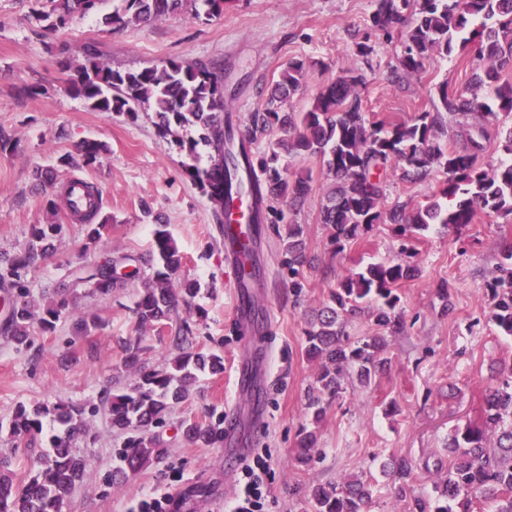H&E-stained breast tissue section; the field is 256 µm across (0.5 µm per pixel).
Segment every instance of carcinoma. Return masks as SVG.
Here are the masks:
<instances>
[{
    "mask_svg": "<svg viewBox=\"0 0 512 512\" xmlns=\"http://www.w3.org/2000/svg\"><path fill=\"white\" fill-rule=\"evenodd\" d=\"M50 9L38 19L55 29L73 19L98 10L101 0H46ZM122 8L101 17L102 26L114 29L132 22L159 19L188 7L196 17L210 21L224 15L228 0H121ZM371 25L384 36L400 29L402 55L391 72V82L402 83L420 73L433 55H448L457 48L475 46L474 64L463 95L444 82L437 86L438 102L408 122L378 120L366 111L362 90L367 76L356 67L339 71L302 111L285 112L283 103L301 86L303 63L290 60L282 69L266 100L265 108L251 113L256 131L278 129L288 140L269 144L258 156L233 150L235 132L224 122V60L169 59L139 69H119L102 59L98 47L84 48V62L61 61L67 72V92L95 111L135 116L149 107L154 125L162 136L175 137L176 145L192 160L199 144L210 149L211 164L185 166L189 179L207 196L219 223L224 210L248 192L259 205L282 201L301 206L311 192L310 177L291 176L281 163L282 151L305 158L317 156L332 180V188L321 208V223L331 227L335 252L370 232L376 224L399 226L401 252L416 234L432 224L457 230L473 222L475 214L512 215V161L500 160L483 167L480 158L500 134L501 116L512 115V82L503 78L512 70V0H373ZM192 124L202 130L199 139H184L178 130ZM107 151L97 139H85L78 157H60V163L91 165ZM436 167L446 178L440 194L451 200L449 207L437 201L415 203L389 198L388 177L417 182ZM262 181H248L253 170ZM59 224L33 226L31 238L13 255L0 256V289L10 307L0 333L23 344L31 328L55 329L70 299L79 293L107 296L140 274V266L152 269L135 303L133 329L173 333V344L181 353L172 368H147L141 363L140 338L125 344V363L135 372L134 382L121 393L106 392L100 404L107 410L112 427L134 431L127 438L119 459L120 470L136 472L158 461L166 448L154 429L164 426L173 405L188 397V386L199 376L224 370V357L215 352H185L193 335L180 307L198 293L193 283L175 281L182 255L171 237L157 229L147 256L122 254L96 263L71 265L52 286L53 299L42 307L29 299L28 273L37 268L53 247ZM241 268L248 287L255 279L254 256L241 246ZM283 264L292 288L301 296L305 270L314 266L298 224L288 225L283 241ZM413 270L390 260L374 263L340 279L329 289L328 298L314 310L306 329L305 353L319 363L320 371L307 390V409L318 421L333 400L344 393L345 381L353 377L364 388L388 369L389 336L402 334L406 322L397 307L398 283ZM490 321L499 336L512 338V246L503 249L492 279L486 283ZM363 315L381 328V336H352L350 322ZM50 410L18 407L10 425L15 437L31 439L42 433V416ZM82 408L61 404L54 417L59 434L41 460L32 479L16 484L8 459L0 460V512H62V505L84 477L88 459L73 453L71 442L85 432ZM179 436L188 444L206 447L224 444V420L202 423L185 419ZM313 431L299 433V458L305 462L316 444ZM448 461L438 458L417 463L402 452L391 453L383 469L393 478L392 494L405 503L406 512H512V365L504 366L496 382L484 394L479 421L456 429L448 437ZM434 471L438 481L433 493L410 495L419 468ZM373 486L358 477L318 485L309 501L314 512H364L372 500Z\"/></svg>",
    "mask_w": 512,
    "mask_h": 512,
    "instance_id": "obj_1",
    "label": "carcinoma"
}]
</instances>
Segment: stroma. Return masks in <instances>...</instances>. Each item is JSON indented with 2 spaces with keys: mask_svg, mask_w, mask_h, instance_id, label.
Instances as JSON below:
<instances>
[{
  "mask_svg": "<svg viewBox=\"0 0 512 512\" xmlns=\"http://www.w3.org/2000/svg\"><path fill=\"white\" fill-rule=\"evenodd\" d=\"M41 3L0 0V129L17 144L11 154L0 155V255L24 247L33 225L48 223L47 197L70 179L84 178L98 188L101 210L112 222L102 243L90 246L85 225L59 212L55 249L27 276L31 299L44 304L47 288L68 263L99 261L110 253L146 254L156 226L165 225L183 256L179 281L199 285L181 315L194 328L195 349L223 354L224 372L201 376L188 398L171 408L160 462L108 485L104 478L119 467L117 450L126 435L113 429L97 404L103 391H119L134 381L124 365L123 343L134 334L133 308L144 278L108 297L78 298L54 332L32 329L27 344L0 335V458L10 459L15 482H27L35 473L56 432L47 416L33 441L11 436L8 426L17 407L81 404L86 431L73 440L72 450L90 465L63 512H131L140 498L156 492L175 497L201 483L212 487L211 497L190 502L182 512H224L239 477L234 453L225 446L186 444L175 428L186 418L209 423L234 409L243 435L258 434L268 454L267 512H313L308 504L313 487L355 474L369 476L375 486L369 512H402L390 493L392 479L382 471L388 455L398 450L421 461L445 456L449 434L478 417L501 364L512 363V339L497 335L483 293L502 249L512 244V216L477 213L459 234L431 225L413 240L410 258L400 252L396 225L377 224L337 255L330 246L331 229L320 219L329 180L319 158L285 157L290 171L310 175L312 190L299 210L278 204L283 221L265 224L257 244L258 315L271 327L273 344L268 370L259 376L264 399L255 402L233 384L243 338L232 323L224 234L209 200L185 173L187 156L171 138L158 134L151 111L142 108L133 117L96 112L70 96L58 63L64 57L82 59L90 41L102 45L106 61L116 68H141L168 58H223L234 92L228 112L240 137L260 154L282 133H250L249 116L263 107L289 60H303L304 76L287 109H305L341 68L355 64L368 77L363 90L368 111L387 122H403L431 109L440 83L466 90L473 49L432 57L422 74L395 85L389 76L402 46L371 29L373 0H228L223 16L208 22L185 10L115 30L103 29L98 17L119 7L120 0H102L96 14L59 30L35 20ZM358 36L368 38L373 48L368 58L355 55ZM87 138L108 147L95 165H58L60 156L76 154ZM39 168L54 169L53 185L36 181ZM292 224L301 225L316 258L305 272L299 301L282 264ZM389 259L417 268L398 289L408 329L390 337V367L375 387L348 383L342 397L313 420L306 390L319 365L305 354L307 314L338 279ZM447 284L453 287L449 315L442 313L439 295ZM82 317L91 321L84 331L77 325ZM303 428L318 437L306 464L296 447Z\"/></svg>",
  "mask_w": 512,
  "mask_h": 512,
  "instance_id": "obj_1",
  "label": "stroma"
}]
</instances>
